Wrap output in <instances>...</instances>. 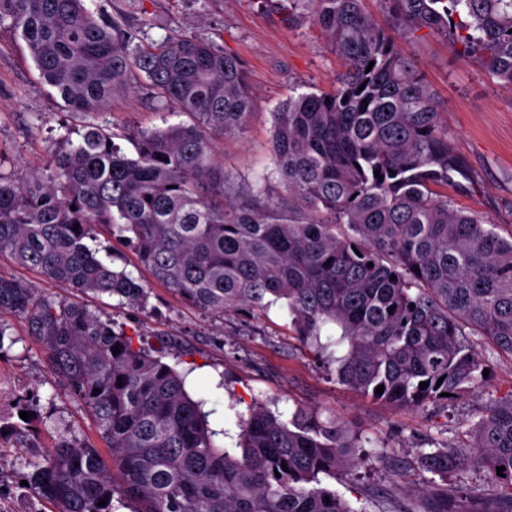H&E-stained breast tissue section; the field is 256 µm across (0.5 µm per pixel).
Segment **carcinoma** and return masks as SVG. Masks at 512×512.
I'll return each mask as SVG.
<instances>
[{
  "label": "carcinoma",
  "instance_id": "cac0c4a2",
  "mask_svg": "<svg viewBox=\"0 0 512 512\" xmlns=\"http://www.w3.org/2000/svg\"><path fill=\"white\" fill-rule=\"evenodd\" d=\"M364 2L288 0V20H309L346 68L333 91L291 95L271 113L274 168L254 186L227 179L212 149L248 129L238 58L186 32L137 43L84 0H0V28L20 35L41 82L78 117L144 85L190 118L134 132L129 155L86 122L54 149L50 174L0 175V253L74 292L145 309L146 287L120 256L91 247L104 231L204 313L283 300L302 342L324 350L322 333L335 330L347 342L336 379L366 397L414 409L479 388L486 365L465 336L512 355V236L434 195L465 190L469 171L399 42L427 29L512 85V0H382L385 26ZM3 313L26 322L110 450L104 458L62 423L42 456L25 459L26 490L57 512H353L320 481L366 462L361 437L336 419L299 407L284 421L256 405L231 452L183 377L112 319L0 273ZM420 464L445 479L477 466L512 485V396L486 409L468 442ZM467 495L451 487L440 512Z\"/></svg>",
  "mask_w": 512,
  "mask_h": 512
}]
</instances>
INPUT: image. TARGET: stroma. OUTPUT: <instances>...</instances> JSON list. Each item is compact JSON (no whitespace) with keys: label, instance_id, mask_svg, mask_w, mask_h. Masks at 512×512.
Masks as SVG:
<instances>
[{"label":"stroma","instance_id":"35a3bbf8","mask_svg":"<svg viewBox=\"0 0 512 512\" xmlns=\"http://www.w3.org/2000/svg\"><path fill=\"white\" fill-rule=\"evenodd\" d=\"M85 5L92 13L119 19L145 41L187 31L213 40L242 61L252 90L250 129L243 137L225 136L214 147L225 171L238 180L258 184L272 170L275 107L291 95L332 90L341 69L317 28L305 20L289 22L287 5L277 0H86ZM400 48L412 56L429 85L470 169L466 190L455 196L457 205L480 213L501 236L511 235L512 87L489 79L481 63L456 54L427 30ZM91 121L108 126L115 143L128 152L133 131L162 126L163 115L160 103L143 87L114 98ZM80 126L60 96L41 83L21 38L0 29V173L46 171L50 151ZM125 259L133 275L149 285L146 309L93 293L81 295V302L184 375L188 394L204 400L210 425L223 432L225 447H235L238 420L253 405L268 406L285 418L307 407L335 417L363 438L367 467L322 479L354 512H416L421 488L441 494L451 483L467 487L474 500L484 503L512 497V486L490 483L479 468L447 482L419 463L421 454L466 442L471 424L486 408L512 395V356L486 337L467 338L488 369L486 387L445 406L400 409L340 385L336 362L291 335L285 304L222 317L207 314L135 267L133 254ZM10 323L15 343L0 354V404L36 396L34 424L40 437L35 448L24 451L11 441L0 445V485L5 487L18 480L23 456L51 445L58 423L92 443L100 441L81 403L65 396L25 321L14 317Z\"/></svg>","mask_w":512,"mask_h":512}]
</instances>
